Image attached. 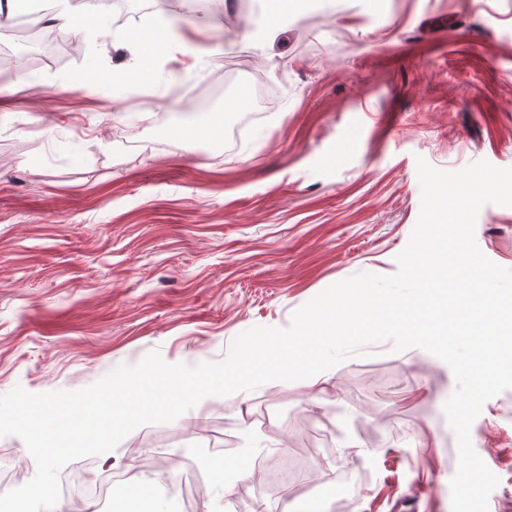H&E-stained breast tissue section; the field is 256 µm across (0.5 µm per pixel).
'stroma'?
I'll list each match as a JSON object with an SVG mask.
<instances>
[{"instance_id":"1","label":"stroma","mask_w":512,"mask_h":512,"mask_svg":"<svg viewBox=\"0 0 512 512\" xmlns=\"http://www.w3.org/2000/svg\"><path fill=\"white\" fill-rule=\"evenodd\" d=\"M126 4V26L105 18L87 49L19 69L0 98V395L84 389L154 350L220 362L239 334L289 326L330 285L397 272L420 214L418 160L512 168V0H344L332 16L308 0L257 44L246 35L264 0H204L179 30L210 61L156 63L125 94L110 80L133 63L125 29L168 12ZM258 73L276 106H256ZM231 98L239 111H225ZM208 118L222 149L170 135ZM475 238L512 269V206H483ZM372 351L317 390L271 381L137 427L84 469L108 464L152 498H63L54 512H276L264 486L211 475L219 448L267 449L277 470L316 460L313 489L288 483L296 506L399 512L423 480L417 512H452L454 375L420 348ZM471 432L490 470L507 468L496 451L512 448V389ZM0 458L13 486L36 473L19 437H0Z\"/></svg>"}]
</instances>
